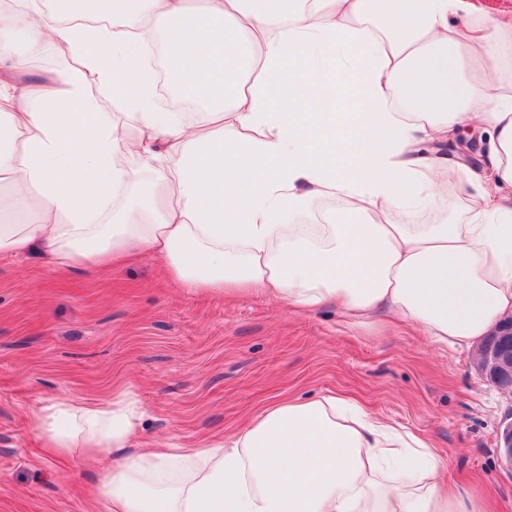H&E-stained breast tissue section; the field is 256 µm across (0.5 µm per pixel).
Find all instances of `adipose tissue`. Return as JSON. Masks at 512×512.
<instances>
[{"label": "adipose tissue", "instance_id": "adipose-tissue-1", "mask_svg": "<svg viewBox=\"0 0 512 512\" xmlns=\"http://www.w3.org/2000/svg\"><path fill=\"white\" fill-rule=\"evenodd\" d=\"M0 12V256L87 270L148 253L178 287L390 315L471 347L512 312V12L477 0H8ZM163 36L161 107L145 64ZM68 66L40 67L48 50ZM127 107L103 111L99 90ZM488 137V169L440 149ZM141 200L121 205L126 159ZM465 176L449 183L448 174ZM340 211L302 224L314 200ZM431 214L426 224L418 214ZM127 392L38 407L95 464L96 512H485L428 442L321 396L231 442L130 453Z\"/></svg>", "mask_w": 512, "mask_h": 512}]
</instances>
